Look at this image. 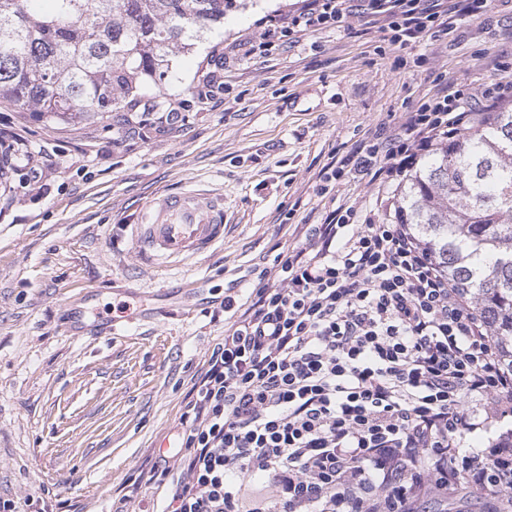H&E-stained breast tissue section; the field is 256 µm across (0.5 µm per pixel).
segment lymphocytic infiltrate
<instances>
[{"label": "lymphocytic infiltrate", "instance_id": "lymphocytic-infiltrate-1", "mask_svg": "<svg viewBox=\"0 0 512 512\" xmlns=\"http://www.w3.org/2000/svg\"><path fill=\"white\" fill-rule=\"evenodd\" d=\"M353 13L402 49L453 28L448 0H300L254 40L268 52ZM437 81L320 170L324 222L292 225L294 246L249 295L225 296L228 326L191 387L178 446L148 479L155 512H417L461 486L512 497L511 451L461 447L512 417V373L473 300L398 221L405 179L511 97L512 81L474 92ZM351 182L372 186L370 206L337 204Z\"/></svg>", "mask_w": 512, "mask_h": 512}]
</instances>
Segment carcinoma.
I'll return each mask as SVG.
<instances>
[{
    "instance_id": "cac0c4a2",
    "label": "carcinoma",
    "mask_w": 512,
    "mask_h": 512,
    "mask_svg": "<svg viewBox=\"0 0 512 512\" xmlns=\"http://www.w3.org/2000/svg\"><path fill=\"white\" fill-rule=\"evenodd\" d=\"M0 0V104L48 119L120 112L237 0ZM403 223L488 320L512 372V103L440 146L400 192Z\"/></svg>"
}]
</instances>
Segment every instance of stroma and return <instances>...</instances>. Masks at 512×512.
Listing matches in <instances>:
<instances>
[{"label": "stroma", "instance_id": "35a3bbf8", "mask_svg": "<svg viewBox=\"0 0 512 512\" xmlns=\"http://www.w3.org/2000/svg\"><path fill=\"white\" fill-rule=\"evenodd\" d=\"M294 2L241 0L223 29L172 56L162 84L145 83L140 103L179 111L167 131L0 107V140L53 160L37 182L17 160L0 175V503L15 512H152L145 473L224 334V295L246 297L274 245L288 246L283 223L323 222L319 171L413 111L436 74L483 89L512 73V0H493L405 50L358 16L297 34L239 54L198 100L214 57ZM421 54L430 66H417ZM189 186L223 195V242L142 265L131 225L152 198ZM75 309L90 330L78 339L65 332ZM112 318L117 334L97 335Z\"/></svg>", "mask_w": 512, "mask_h": 512}]
</instances>
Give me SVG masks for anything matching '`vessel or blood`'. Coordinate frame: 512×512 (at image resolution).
<instances>
[{"label": "vessel or blood", "instance_id": "vessel-or-blood-1", "mask_svg": "<svg viewBox=\"0 0 512 512\" xmlns=\"http://www.w3.org/2000/svg\"><path fill=\"white\" fill-rule=\"evenodd\" d=\"M133 235L147 265L205 254L224 239V200L195 190L161 196L145 208Z\"/></svg>", "mask_w": 512, "mask_h": 512}]
</instances>
